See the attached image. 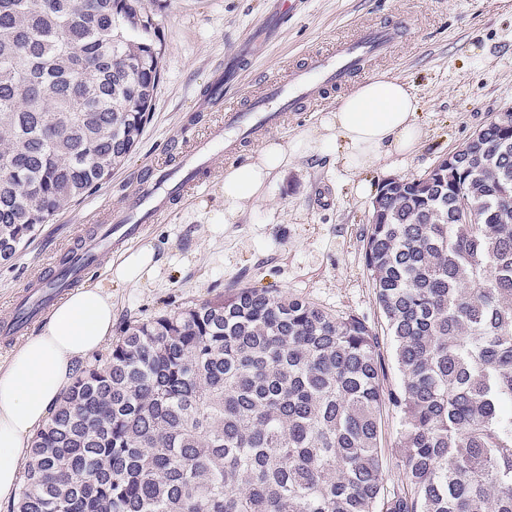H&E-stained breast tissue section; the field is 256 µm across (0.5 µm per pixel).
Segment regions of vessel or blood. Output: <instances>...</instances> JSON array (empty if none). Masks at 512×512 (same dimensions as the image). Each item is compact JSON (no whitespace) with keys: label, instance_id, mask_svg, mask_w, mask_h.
I'll return each mask as SVG.
<instances>
[{"label":"vessel or blood","instance_id":"b4317fda","mask_svg":"<svg viewBox=\"0 0 512 512\" xmlns=\"http://www.w3.org/2000/svg\"><path fill=\"white\" fill-rule=\"evenodd\" d=\"M289 18L287 0H276L275 11L244 43L239 57L216 72L208 102L223 105V121L211 128L207 137L185 135L183 150L135 181L125 212L114 217L107 234L81 237L67 265L52 262L47 271L28 281L32 292L51 301L76 287L84 272L95 266L100 251L119 248L135 238L143 225L170 212L189 189L203 185L207 174L204 159L213 149L223 148L228 157L236 155L243 144L280 125L287 113L311 109L330 92L349 86L370 71L374 60L389 55L408 38L407 26L400 20L362 28L355 36L337 41L329 53L307 57L288 80L262 77L261 94L248 104H226L228 90L243 68L259 48L277 37ZM13 311L11 319L0 322L1 337L21 334L29 322L30 315L21 305H14Z\"/></svg>","mask_w":512,"mask_h":512}]
</instances>
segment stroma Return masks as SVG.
Returning a JSON list of instances; mask_svg holds the SVG:
<instances>
[{"mask_svg":"<svg viewBox=\"0 0 512 512\" xmlns=\"http://www.w3.org/2000/svg\"><path fill=\"white\" fill-rule=\"evenodd\" d=\"M272 5L273 0H154L164 41L163 79L143 137L101 187L41 225L13 260L0 263V319L10 315L26 282L55 251L72 245L91 215L104 219L123 209L133 181L179 148L185 125L203 135L219 122V113L205 99L215 69L237 53ZM394 16L408 21L409 38L376 61L371 72L410 85L426 132L417 151L389 156L361 172L347 171L330 150L294 158L232 224L214 221L224 209L229 165L222 151H214L200 190L178 201L162 222L146 225L125 251L102 255L85 279V286H102L111 294L113 331L233 288H274L374 326L385 385H400L392 341L364 261L372 202L385 182L424 177L495 115L512 108V0H298L294 17L229 95L246 102L259 76L287 77L309 54ZM340 99L336 92L315 110L290 113L281 127L269 130V137L287 145L314 132ZM144 246L155 253L151 276L136 284L110 281V264ZM399 431L398 414L387 411L381 447L389 491L403 481Z\"/></svg>","mask_w":512,"mask_h":512,"instance_id":"stroma-1","label":"stroma"}]
</instances>
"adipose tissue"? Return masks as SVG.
Listing matches in <instances>:
<instances>
[{
    "label": "adipose tissue",
    "instance_id": "adipose-tissue-1",
    "mask_svg": "<svg viewBox=\"0 0 512 512\" xmlns=\"http://www.w3.org/2000/svg\"><path fill=\"white\" fill-rule=\"evenodd\" d=\"M422 136L410 86L384 74L373 76L322 117L319 131L302 134L288 147L267 140L255 156L226 169L224 221L233 223L245 202L261 197L293 155L327 145L345 168L357 172L374 167L382 156L415 152ZM111 335V294L102 287L79 288L0 366V504L15 503L23 453L70 386L77 364Z\"/></svg>",
    "mask_w": 512,
    "mask_h": 512
}]
</instances>
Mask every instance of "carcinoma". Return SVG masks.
I'll return each instance as SVG.
<instances>
[{
  "instance_id": "cac0c4a2",
  "label": "carcinoma",
  "mask_w": 512,
  "mask_h": 512,
  "mask_svg": "<svg viewBox=\"0 0 512 512\" xmlns=\"http://www.w3.org/2000/svg\"><path fill=\"white\" fill-rule=\"evenodd\" d=\"M162 47L144 0H0L1 262L136 150ZM380 205L364 259L400 387L367 321L270 288L129 321L34 435L12 512H512V119ZM400 431L399 415L389 409L383 418L381 448L385 473V488L389 492L402 485L403 464L400 448H397Z\"/></svg>"
}]
</instances>
